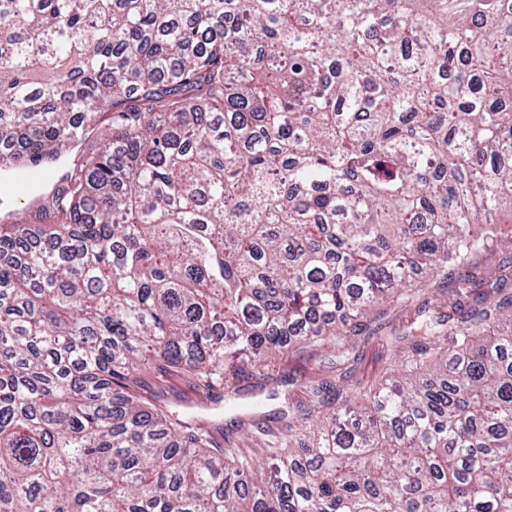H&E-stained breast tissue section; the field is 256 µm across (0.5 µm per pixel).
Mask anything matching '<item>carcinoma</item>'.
Instances as JSON below:
<instances>
[{
    "label": "carcinoma",
    "instance_id": "1",
    "mask_svg": "<svg viewBox=\"0 0 512 512\" xmlns=\"http://www.w3.org/2000/svg\"><path fill=\"white\" fill-rule=\"evenodd\" d=\"M0 512H512V275L298 448L144 400L512 250V0H0ZM509 227H504V224Z\"/></svg>",
    "mask_w": 512,
    "mask_h": 512
}]
</instances>
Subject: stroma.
<instances>
[{
  "label": "stroma",
  "mask_w": 512,
  "mask_h": 512,
  "mask_svg": "<svg viewBox=\"0 0 512 512\" xmlns=\"http://www.w3.org/2000/svg\"><path fill=\"white\" fill-rule=\"evenodd\" d=\"M452 286V279L441 278L425 289L414 291L408 300L380 307L356 332L348 335L344 342L347 357H337L331 348H310L303 353L278 357L264 367L263 384L244 376L238 381L236 391H220L211 398L204 397L197 386L176 374L148 378V390L173 407L205 414L217 441H239L241 432L231 429L229 422L251 412L258 413L268 435H278L283 425L275 420V413L296 415L316 405V398L309 392L310 385L328 381L338 388L354 389L389 372L395 357L389 337L407 331L419 307H427L433 313H447Z\"/></svg>",
  "instance_id": "obj_1"
}]
</instances>
